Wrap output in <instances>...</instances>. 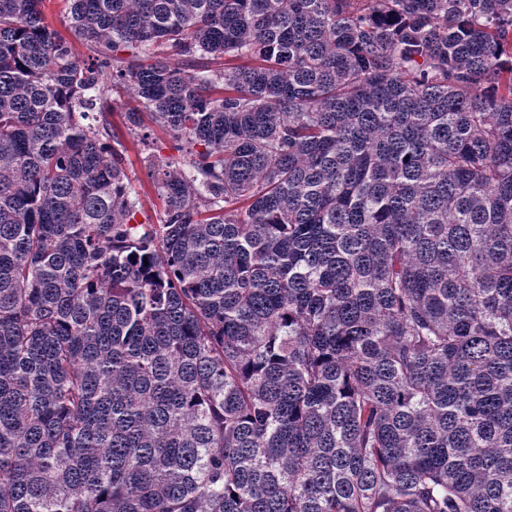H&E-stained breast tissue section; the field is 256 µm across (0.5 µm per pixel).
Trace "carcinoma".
<instances>
[{
  "label": "carcinoma",
  "instance_id": "carcinoma-1",
  "mask_svg": "<svg viewBox=\"0 0 512 512\" xmlns=\"http://www.w3.org/2000/svg\"><path fill=\"white\" fill-rule=\"evenodd\" d=\"M46 2L0 0V512H512V0H69L85 56ZM115 98V110L106 118L112 124V129L118 137L121 146L112 145L121 153L123 167L125 168L132 187L140 200V213L138 221L144 224H159L163 217V203L158 198L150 178V164L155 156H178L173 149L174 142L165 130L151 122L147 114L142 115L143 127L138 128L134 134L127 128L125 112L129 106L134 105L129 100V95L122 90L113 94ZM142 134H149V139L143 141Z\"/></svg>",
  "mask_w": 512,
  "mask_h": 512
}]
</instances>
